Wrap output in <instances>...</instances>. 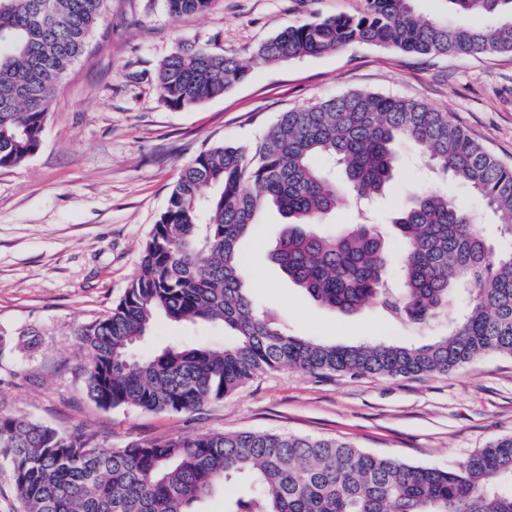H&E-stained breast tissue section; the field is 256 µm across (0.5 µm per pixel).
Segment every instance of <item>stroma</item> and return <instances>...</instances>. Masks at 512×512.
Masks as SVG:
<instances>
[{"instance_id": "35a3bbf8", "label": "stroma", "mask_w": 512, "mask_h": 512, "mask_svg": "<svg viewBox=\"0 0 512 512\" xmlns=\"http://www.w3.org/2000/svg\"><path fill=\"white\" fill-rule=\"evenodd\" d=\"M365 0H212L208 11L172 18L164 0H106L85 54L48 111L38 152L0 168V405L60 431L124 447L185 433L245 430L336 438L411 464L453 466L512 435V357L489 354L449 375L318 378L283 368L187 413L103 409L77 367V331L111 309L140 269V249L182 170L223 142L251 144L277 116L352 90L405 97L446 112L502 163L512 166V53L425 56L355 42L336 52L276 64L253 60L281 28L317 17L357 15ZM251 62L247 79L188 109L161 102L153 78L179 45ZM401 164L370 209L390 231L392 211L421 186L400 146ZM434 188L464 201L498 248V219L467 187L447 177ZM282 216L267 209L249 252L248 283L289 329L353 345L391 336L418 345L429 331L396 328L371 306L325 309L268 258ZM32 333L21 348L17 339ZM202 337L224 342L222 327L159 319L148 346Z\"/></svg>"}]
</instances>
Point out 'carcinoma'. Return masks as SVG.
Masks as SVG:
<instances>
[{"instance_id": "cac0c4a2", "label": "carcinoma", "mask_w": 512, "mask_h": 512, "mask_svg": "<svg viewBox=\"0 0 512 512\" xmlns=\"http://www.w3.org/2000/svg\"><path fill=\"white\" fill-rule=\"evenodd\" d=\"M212 0H165L169 15ZM356 16L291 24L254 58L277 63L353 42L420 55L512 53V0H448L449 17L419 18L412 0H365ZM104 0H0V168L39 149L50 102L84 54ZM249 67L185 44L156 71L176 109L221 97ZM406 143L435 172L465 184L512 238V166L441 112L353 90L279 115L251 145L220 144L184 168L141 247L140 270L112 309L81 327L80 372L106 409L191 412L260 374H449L488 353L512 356V249L497 250L466 209L432 187L392 219L394 254L377 225L318 226L349 192L385 193ZM274 207L287 219L269 257L318 305L344 314L376 305L446 333L427 345H338L288 332L260 308L241 249ZM220 325L229 340L137 353L155 321ZM0 462L21 512H196L223 489L224 512H512V436L455 467L412 465L336 439L262 431L180 434L123 448L0 411Z\"/></svg>"}]
</instances>
